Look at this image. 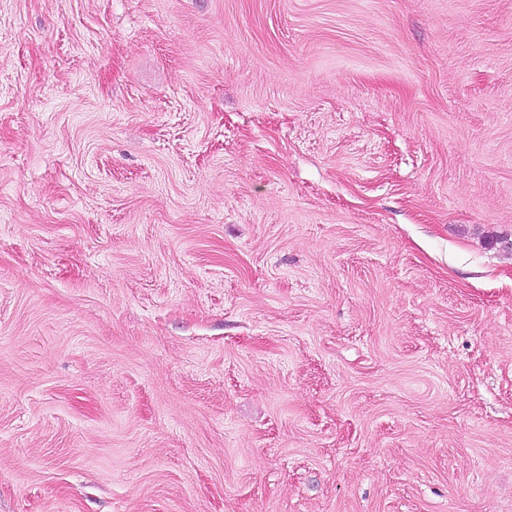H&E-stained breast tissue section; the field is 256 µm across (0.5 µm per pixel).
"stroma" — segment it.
<instances>
[{"instance_id": "stroma-1", "label": "stroma", "mask_w": 512, "mask_h": 512, "mask_svg": "<svg viewBox=\"0 0 512 512\" xmlns=\"http://www.w3.org/2000/svg\"><path fill=\"white\" fill-rule=\"evenodd\" d=\"M0 512H512V0H0Z\"/></svg>"}]
</instances>
